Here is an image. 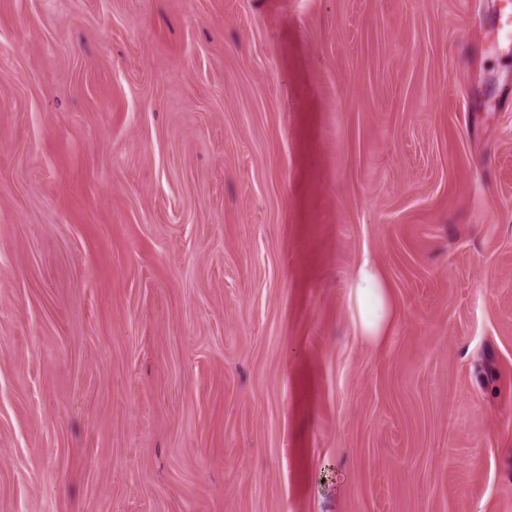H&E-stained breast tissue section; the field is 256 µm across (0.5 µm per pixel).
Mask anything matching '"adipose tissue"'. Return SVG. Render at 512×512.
<instances>
[{"label":"adipose tissue","mask_w":512,"mask_h":512,"mask_svg":"<svg viewBox=\"0 0 512 512\" xmlns=\"http://www.w3.org/2000/svg\"><path fill=\"white\" fill-rule=\"evenodd\" d=\"M348 288L363 335L371 338L381 336L388 320V302L376 268L369 263L363 264L351 278Z\"/></svg>","instance_id":"adipose-tissue-1"}]
</instances>
